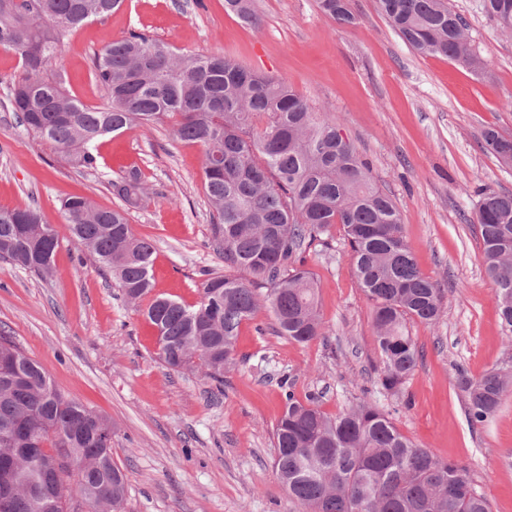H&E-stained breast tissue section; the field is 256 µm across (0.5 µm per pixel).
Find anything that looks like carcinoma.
<instances>
[{
  "mask_svg": "<svg viewBox=\"0 0 512 512\" xmlns=\"http://www.w3.org/2000/svg\"><path fill=\"white\" fill-rule=\"evenodd\" d=\"M123 0H0V47L21 61L10 103L27 131L55 145L76 169H93L100 139L134 126L168 122L173 137L203 150L201 180L211 209L214 246L224 271L201 284L198 304L157 296L146 307L159 357L174 371L204 368L215 379L235 360L240 325L263 308L277 335L300 344L325 337L318 284L303 252L339 224L355 275L372 302V328L383 368L380 382L398 391L419 351L408 321L432 325L441 288L418 269L400 212L374 182L336 118L312 110L288 82L260 74L224 54H185L131 31L94 55L91 74L106 94L86 105L65 89L62 41ZM246 24L253 0H225ZM338 24L355 21L349 0H318ZM380 12L416 52L476 70L462 17L448 0H378ZM484 12L512 33V0H483ZM485 147L512 166V137L493 129ZM116 209L87 197L63 202L71 241L108 272L134 306L152 288L153 243L132 232L127 214L147 188L133 170L111 182ZM475 223L486 275L496 285L501 318L512 332V194L483 192ZM61 246L56 228L34 207L0 208V260L42 274ZM0 464L16 482L0 512H64L53 489L74 462L89 512H122L126 482L112 460V423L64 397L43 367L0 332ZM470 423L493 417L512 391V364L474 378L458 373ZM276 470L301 512H491L467 472L402 435L376 406L362 403L329 416L313 398L288 396L274 430Z\"/></svg>",
  "mask_w": 512,
  "mask_h": 512,
  "instance_id": "1",
  "label": "carcinoma"
}]
</instances>
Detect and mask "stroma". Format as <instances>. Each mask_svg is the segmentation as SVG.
Instances as JSON below:
<instances>
[{
  "label": "stroma",
  "instance_id": "obj_1",
  "mask_svg": "<svg viewBox=\"0 0 512 512\" xmlns=\"http://www.w3.org/2000/svg\"><path fill=\"white\" fill-rule=\"evenodd\" d=\"M448 3L465 19L483 72L414 52L377 0H351L352 26L328 20L317 0H257V27L227 13L224 0H125L65 38L66 88L91 105L103 95L90 76L95 52L134 28L178 51H221L287 81L315 111L335 115L396 204L419 270L444 293L436 324L408 322L421 357L401 393L387 394L372 303L342 227L333 226L328 243L304 255L318 280L325 338L290 341L261 311L242 323L236 364L219 384L199 368L164 367L141 309L70 242L48 277L0 260V330L67 398L111 422L125 512H297L274 467L273 430L290 391L315 397L330 416L377 405L403 435L464 467L492 512H512V394L474 427L455 387L458 371L476 377L512 361V333L501 326L473 222L480 189L512 193V168L483 142L489 129L512 135V36L482 0ZM20 70L0 48V207L36 206L62 232L66 198L115 207L112 179L139 170L149 197L129 222L155 246L153 292L195 305L199 284L224 268L211 246L201 147L174 140L165 125L134 128L99 142L94 169H73L20 126L9 104Z\"/></svg>",
  "mask_w": 512,
  "mask_h": 512
}]
</instances>
